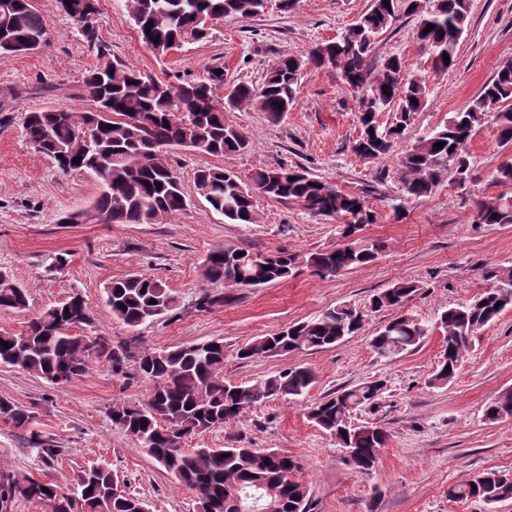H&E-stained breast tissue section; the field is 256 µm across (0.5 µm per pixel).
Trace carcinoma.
<instances>
[{"instance_id":"carcinoma-1","label":"carcinoma","mask_w":512,"mask_h":512,"mask_svg":"<svg viewBox=\"0 0 512 512\" xmlns=\"http://www.w3.org/2000/svg\"><path fill=\"white\" fill-rule=\"evenodd\" d=\"M59 8L96 48L100 63L90 70L85 85L94 103L91 111L68 109L34 111L27 114L25 136L38 152L51 158L64 173L88 172L100 184L99 196L89 211L106 224H156L182 212L186 205L180 177L161 147H184L201 154L223 156L249 147L247 136L224 120L229 109L252 107L277 122L292 107L303 67H327L345 89L358 99L359 134L351 152L360 159L388 157L427 102L428 78L407 71L395 55L376 70L368 57L376 37L393 24L396 13L417 19L416 40L436 73H445L455 61L461 37L467 28L470 0H372L370 9L339 38L320 44L307 56L280 58L266 74L261 88L237 84L219 98L224 75L209 72L204 80L173 84L112 61L96 43L98 0H58ZM125 9L141 34L153 44V53L164 54L171 45L192 44L206 39L205 18L258 14L264 0H124ZM434 29L424 32L427 25ZM36 37H49L44 17L31 0H0V53L28 50ZM450 63H445L443 54ZM389 119L382 121V113ZM492 115L498 143L512 145V60L505 61L463 111L444 125L398 153L403 190L410 197L431 196L442 179L451 174L455 183L472 179L469 143L484 117ZM442 142L440 149L434 144ZM80 162H73V158ZM461 177H456V174ZM195 187L208 207L232 224H254L257 193L281 201H296L313 217L342 219L345 242L334 249L314 252L304 264L321 277H336L378 257L382 247L355 233L376 221V212L365 198L337 189L299 168H258L250 183L234 173L203 167L196 172ZM359 209H354V206ZM482 224H512V197L502 194L476 205ZM299 264L294 253L250 252L242 248L217 247L202 263L201 278L209 285L262 287L288 278ZM268 269H263V266ZM490 285L472 302L450 307L437 319L446 348L431 377L434 384L451 381L463 352L474 333L512 307V269L485 272ZM410 281L395 283L374 295L375 310L399 307L416 292ZM112 316L129 327H138L175 309L177 299L165 281L143 274L112 280L103 290ZM28 305L25 290L0 271V312L23 310ZM93 315L84 296L72 293L64 301L43 310L20 331L0 330V365L10 366L61 387L82 376L91 360L104 358L112 373L133 375L151 384L147 400L138 404H114L108 416L112 424L137 442L146 443L149 455L175 481L192 490L200 512H239L252 505L260 512H309L310 497L302 477L300 460L286 452L273 453L238 445L224 448H185L183 440L238 421L245 410L271 398L299 397L313 383V373L294 368L254 384L224 380V344L220 341L199 352L192 345L171 349L144 348L132 351L108 336H88L79 329L91 326ZM363 327V315L347 303L327 309L320 316L294 323L277 333L258 336L238 350L241 360L256 356L282 355L306 349L332 347ZM428 327L400 316L384 325L370 339L381 357L394 359L414 350ZM383 389L379 381L338 391L309 412L316 426L352 449L348 465L368 471L385 448L386 433L373 426L353 427L351 412L374 404ZM512 415V391H502L488 406L487 419ZM32 411L7 398H0V420L23 431L33 423ZM29 443L46 463L59 455L51 441L30 432ZM114 473L106 465L80 470L70 487L13 476L0 483V508L7 509L12 497L53 503L51 512H148L135 496H117ZM458 499L479 497L487 503L512 498V474L483 472L470 483L450 490Z\"/></svg>"}]
</instances>
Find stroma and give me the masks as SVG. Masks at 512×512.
Returning <instances> with one entry per match:
<instances>
[{
	"label": "stroma",
	"mask_w": 512,
	"mask_h": 512,
	"mask_svg": "<svg viewBox=\"0 0 512 512\" xmlns=\"http://www.w3.org/2000/svg\"><path fill=\"white\" fill-rule=\"evenodd\" d=\"M470 25L455 65L429 75L427 103L406 131L412 142L443 126L477 96L497 69L512 60V0H471ZM372 0H297L293 10L266 0L257 15L215 21L206 40L158 56L138 39L122 0H99L98 38L111 59L168 81L199 80L224 73L225 86H262L282 56L304 54L336 40L367 12ZM51 30L50 43L31 53L0 54V271L27 292L25 310L0 313V329L21 331L44 309L81 293L94 315V332L131 349H166L218 340L224 344V378L254 383L294 367L310 368L314 382L300 399L275 398L247 410L230 426L187 440L190 448H221L239 439L250 448H272L301 459L311 512H512V499L488 504L453 500L450 488L486 470L512 471V417L488 421L485 410L512 389V308L478 330L455 378L430 379L444 348L435 329L439 310L470 302L484 291V272L512 267V224L475 223L476 204L512 186L493 184L491 174L512 162V147L500 146L492 122L479 127L470 145L472 179L459 187L444 179L425 198L403 195L394 158L362 160L351 152L359 133L358 102L334 70L306 66L289 112L279 121L242 108L226 122L249 139L245 152L212 157L176 147L170 162L187 197L184 211L161 224H66L98 195L89 173H63L25 139L23 117L31 111L90 108L85 86L98 63L94 49L73 29L57 0H33ZM415 19L400 17L376 39L370 61L396 54L409 70L426 69L415 38ZM288 165L339 190L362 195L376 212L361 238L383 245L370 264L323 278L300 266L287 279L259 288H226L224 301L197 306L206 284L200 267L219 246L298 255L341 244L339 222L311 217L300 203L256 195L253 224H230L208 209L195 187L197 169L218 166L248 180L258 168ZM68 263L51 266L55 255ZM131 273L165 281L178 299L171 313L129 328L113 318L104 286ZM399 281L417 291L402 310H374L370 301ZM348 302L364 316V328L334 347L241 360L240 348L255 337L320 315ZM429 324L415 350L388 360L369 345L370 336L398 315ZM384 381L374 405L350 416L352 424L381 428L387 435L379 461L369 471L347 465L329 433L308 417L327 395L365 382ZM149 383L112 375L105 363L64 387L23 370L0 366V398L34 413L32 428L61 453L54 462L28 448L22 434L0 421V478L28 475L68 487L79 468L109 465L128 493L145 499L149 512H198L193 491L180 486L139 443L113 426L116 403L145 401Z\"/></svg>",
	"instance_id": "35a3bbf8"
}]
</instances>
